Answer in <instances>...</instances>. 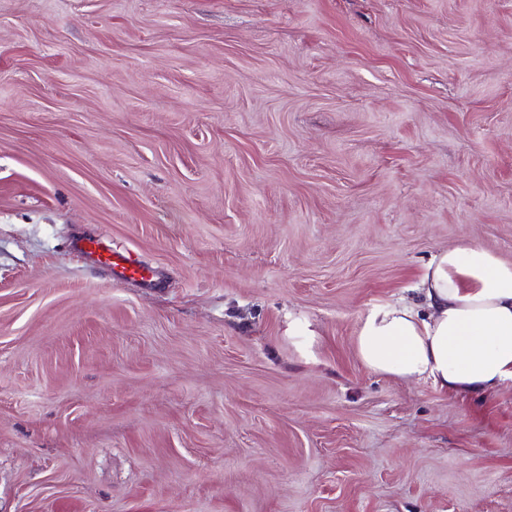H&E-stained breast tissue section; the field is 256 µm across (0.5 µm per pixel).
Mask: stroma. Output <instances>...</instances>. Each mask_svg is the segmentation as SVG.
I'll list each match as a JSON object with an SVG mask.
<instances>
[{
	"label": "stroma",
	"mask_w": 512,
	"mask_h": 512,
	"mask_svg": "<svg viewBox=\"0 0 512 512\" xmlns=\"http://www.w3.org/2000/svg\"><path fill=\"white\" fill-rule=\"evenodd\" d=\"M461 242L512 263V0H0V512H512V382L356 353ZM97 266L106 269L119 282H142L154 284L153 270L129 252L113 251L97 238H88L74 243Z\"/></svg>",
	"instance_id": "obj_1"
}]
</instances>
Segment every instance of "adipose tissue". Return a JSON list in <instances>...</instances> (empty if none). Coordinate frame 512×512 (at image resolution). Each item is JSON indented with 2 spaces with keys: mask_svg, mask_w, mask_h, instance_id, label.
Here are the masks:
<instances>
[{
  "mask_svg": "<svg viewBox=\"0 0 512 512\" xmlns=\"http://www.w3.org/2000/svg\"><path fill=\"white\" fill-rule=\"evenodd\" d=\"M421 303L372 306L355 337L364 367L444 391L512 382V264L467 243L441 249L415 286Z\"/></svg>",
  "mask_w": 512,
  "mask_h": 512,
  "instance_id": "adipose-tissue-1",
  "label": "adipose tissue"
}]
</instances>
